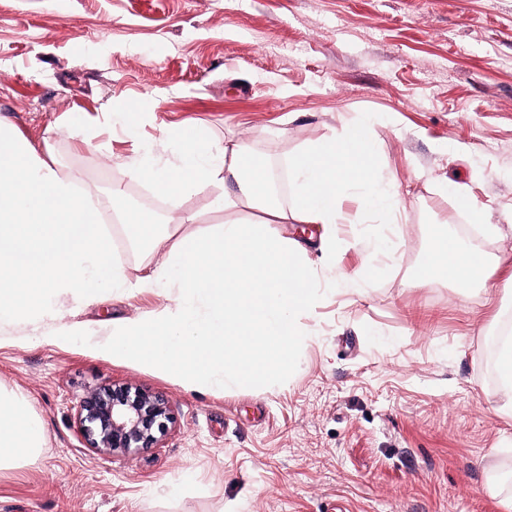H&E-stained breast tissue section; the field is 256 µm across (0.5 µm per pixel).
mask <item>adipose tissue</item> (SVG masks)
Here are the masks:
<instances>
[{"instance_id":"1","label":"adipose tissue","mask_w":512,"mask_h":512,"mask_svg":"<svg viewBox=\"0 0 512 512\" xmlns=\"http://www.w3.org/2000/svg\"><path fill=\"white\" fill-rule=\"evenodd\" d=\"M372 127V118L363 116L297 154V194L286 208L267 197L269 173L253 163L245 145L217 147L202 128L182 135L179 162L157 167L128 160L132 178L161 197L174 200L200 185L230 182L237 189L223 200L224 210L262 214L257 221L229 219L213 231L180 235L172 226L188 223L186 215L170 213L160 224L150 210L125 211L122 228L148 269L133 281L114 261L112 228L90 195L0 121V321L73 342L84 333L61 325L62 298L89 306L107 288H176L174 305L113 322L106 344L112 357L152 366L192 388H271L304 339L301 315L317 300L315 271L282 225L356 224L367 212L393 218L400 212L399 196L375 161ZM357 183L368 192L357 213H344L342 198ZM488 266L486 256L445 235L421 278L467 288L483 281ZM43 445V427L25 396L0 389V469L38 455Z\"/></svg>"}]
</instances>
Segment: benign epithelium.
I'll return each instance as SVG.
<instances>
[{
	"mask_svg": "<svg viewBox=\"0 0 512 512\" xmlns=\"http://www.w3.org/2000/svg\"><path fill=\"white\" fill-rule=\"evenodd\" d=\"M75 420L85 447L112 456L158 447L176 423L163 394L131 382L88 389L76 405Z\"/></svg>",
	"mask_w": 512,
	"mask_h": 512,
	"instance_id": "benign-epithelium-1",
	"label": "benign epithelium"
}]
</instances>
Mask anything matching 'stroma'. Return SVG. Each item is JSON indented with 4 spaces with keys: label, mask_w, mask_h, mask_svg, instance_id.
I'll use <instances>...</instances> for the list:
<instances>
[{
    "label": "stroma",
    "mask_w": 512,
    "mask_h": 512,
    "mask_svg": "<svg viewBox=\"0 0 512 512\" xmlns=\"http://www.w3.org/2000/svg\"><path fill=\"white\" fill-rule=\"evenodd\" d=\"M364 114L401 216L337 225L326 250L323 225H285L318 299L274 389L192 390L110 357L113 321L173 305L149 288L65 304L87 333L71 344L0 325V387L26 395L45 439L0 470V512H512L485 491L512 473V417L495 411L512 236L483 231L512 225V0H0V117L104 208L138 186L118 158L178 153L169 128L245 143L272 170ZM223 195L178 199L197 217L178 233L223 223ZM442 234L501 265L465 293L421 280ZM118 382L168 397L159 447H85L78 400Z\"/></svg>",
    "instance_id": "1"
}]
</instances>
